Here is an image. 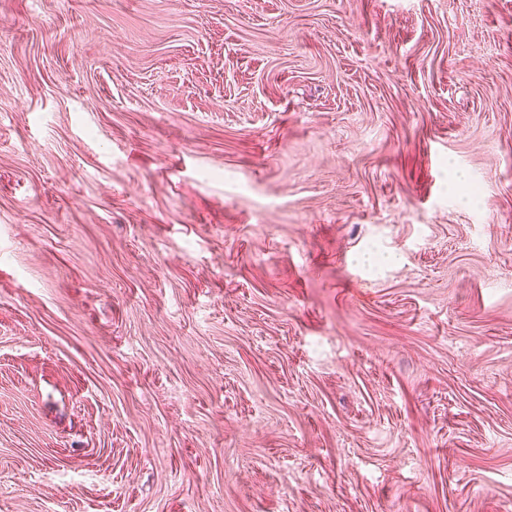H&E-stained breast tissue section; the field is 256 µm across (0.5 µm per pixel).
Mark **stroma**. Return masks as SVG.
<instances>
[{"label": "stroma", "instance_id": "1", "mask_svg": "<svg viewBox=\"0 0 512 512\" xmlns=\"http://www.w3.org/2000/svg\"><path fill=\"white\" fill-rule=\"evenodd\" d=\"M0 512H512V0H0Z\"/></svg>", "mask_w": 512, "mask_h": 512}]
</instances>
